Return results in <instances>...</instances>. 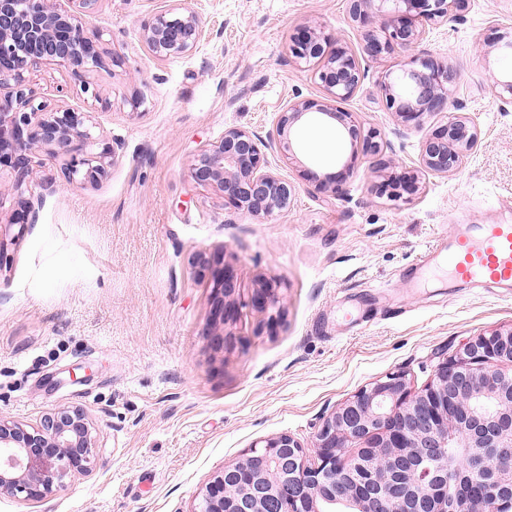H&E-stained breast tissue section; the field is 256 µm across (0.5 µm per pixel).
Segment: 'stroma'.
<instances>
[{
    "label": "stroma",
    "instance_id": "stroma-1",
    "mask_svg": "<svg viewBox=\"0 0 512 512\" xmlns=\"http://www.w3.org/2000/svg\"><path fill=\"white\" fill-rule=\"evenodd\" d=\"M170 0H97L113 72L96 71L99 97L70 74H28L40 98L64 97L91 113L95 132L119 147L106 177L69 183L59 159L34 152V179L15 188L0 172V232L15 237L0 270V417L32 424L54 409L84 408L98 439L92 475L39 502L0 495V512H190L226 463L257 441L288 433L311 446L323 419L359 390L403 373L420 390L434 365L470 338L512 326V288L472 286L417 268L458 224L512 222V108L499 83L512 50V0H471L461 18L416 50L461 75L449 111L475 116L482 146L465 168L426 178L412 200L371 190L367 159L338 191L316 189L350 139L334 126H294V158L268 151L295 194L287 211L257 220L196 185L190 168L225 129L274 134L288 104L319 99L289 37L311 27L359 54L365 76L344 108L376 128L400 168L418 164V143L440 122L405 126L381 83L412 53L363 55L349 0H192L208 35L190 54L154 58L141 23ZM139 107H132V100ZM35 223L13 221L20 200ZM223 254L237 274L239 314L212 348L211 290L193 254ZM274 278L278 321L254 309L259 279Z\"/></svg>",
    "mask_w": 512,
    "mask_h": 512
}]
</instances>
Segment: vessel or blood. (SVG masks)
I'll return each instance as SVG.
<instances>
[{
  "label": "vessel or blood",
  "mask_w": 512,
  "mask_h": 512,
  "mask_svg": "<svg viewBox=\"0 0 512 512\" xmlns=\"http://www.w3.org/2000/svg\"><path fill=\"white\" fill-rule=\"evenodd\" d=\"M450 278L512 286V224H460L439 261Z\"/></svg>",
  "instance_id": "1"
}]
</instances>
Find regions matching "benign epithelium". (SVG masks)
Masks as SVG:
<instances>
[{
  "mask_svg": "<svg viewBox=\"0 0 512 512\" xmlns=\"http://www.w3.org/2000/svg\"><path fill=\"white\" fill-rule=\"evenodd\" d=\"M0 0V169L9 168L16 188L33 177L31 153L44 149L62 158L69 182L96 183L107 175L117 148L92 133L88 112L66 104L35 102L28 88V67H63L95 100L100 95L89 69L119 66L99 50L103 32L90 27L97 0ZM470 0H350L349 17L364 29V54L381 58L419 45L436 26L458 18ZM142 39L155 58L193 52L205 33V21L190 0L174 4L143 21ZM294 62L312 69L325 98L288 105L276 120L277 141L232 127L195 160V184L222 195L224 203L256 219L288 210L294 186L268 168L264 150L293 155L285 138L297 122L337 123L354 150L337 172L320 178L305 173L319 189L334 191L353 175L359 157L378 172L395 167L385 157L380 133L365 127L339 103L356 93L364 76L355 52L323 31L300 29L290 37ZM410 90L397 81L382 84L386 108L406 126L420 128L427 117L445 115L446 123L423 136L416 168L387 175L373 185L378 195L397 200L423 189L429 175L462 170L477 152L481 133L474 117L448 111L460 81L452 67L420 54L404 64ZM100 151L92 152V147ZM200 273L211 272L213 319H236L237 277L223 259L196 257ZM280 283L262 279L252 306L277 307ZM361 448L346 454L349 443ZM96 436L80 407H62L31 425L0 418V495L41 501L67 482L86 477L96 466ZM315 456L300 441L281 433L253 445L243 458L227 463L202 486L189 512H237L238 501L251 512H319L318 499H330L349 512H512V328L470 338L440 360L430 382L413 393L402 374H391L358 391L327 416L314 439ZM479 476L481 492L466 485Z\"/></svg>",
  "mask_w": 512,
  "mask_h": 512,
  "instance_id": "7a95c632",
  "label": "benign epithelium"
}]
</instances>
